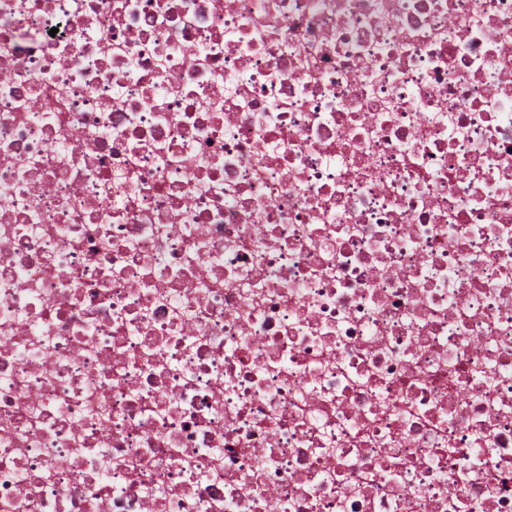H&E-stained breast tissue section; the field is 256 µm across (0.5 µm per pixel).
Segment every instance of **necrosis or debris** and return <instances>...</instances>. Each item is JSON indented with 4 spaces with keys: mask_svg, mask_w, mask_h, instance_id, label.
<instances>
[{
    "mask_svg": "<svg viewBox=\"0 0 512 512\" xmlns=\"http://www.w3.org/2000/svg\"><path fill=\"white\" fill-rule=\"evenodd\" d=\"M0 512H512V0H0Z\"/></svg>",
    "mask_w": 512,
    "mask_h": 512,
    "instance_id": "obj_1",
    "label": "necrosis or debris"
}]
</instances>
